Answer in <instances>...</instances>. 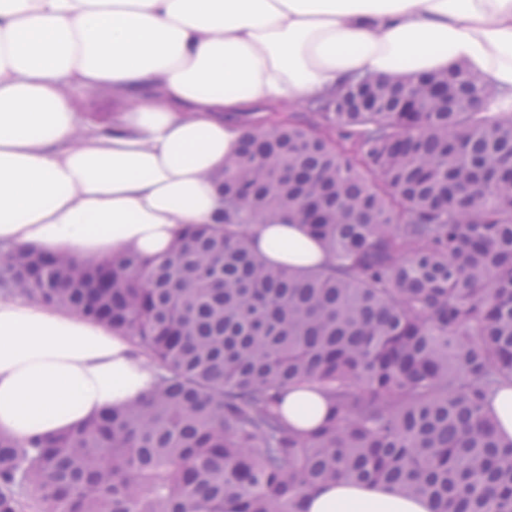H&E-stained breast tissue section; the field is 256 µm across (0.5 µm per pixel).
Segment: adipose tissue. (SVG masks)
<instances>
[{
  "label": "adipose tissue",
  "instance_id": "1",
  "mask_svg": "<svg viewBox=\"0 0 512 512\" xmlns=\"http://www.w3.org/2000/svg\"><path fill=\"white\" fill-rule=\"evenodd\" d=\"M463 69L512 107V0H0V254L93 264L163 256L221 208L211 180L243 134L236 117L302 104L351 81ZM110 87V132L83 122L77 89ZM266 262H326L298 224H256ZM155 373L129 337L0 297V433L69 432L139 401ZM313 431L330 414L309 386L282 403ZM305 512H433L424 498L339 481Z\"/></svg>",
  "mask_w": 512,
  "mask_h": 512
}]
</instances>
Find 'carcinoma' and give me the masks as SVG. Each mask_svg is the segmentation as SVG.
Masks as SVG:
<instances>
[{"instance_id": "obj_1", "label": "carcinoma", "mask_w": 512, "mask_h": 512, "mask_svg": "<svg viewBox=\"0 0 512 512\" xmlns=\"http://www.w3.org/2000/svg\"><path fill=\"white\" fill-rule=\"evenodd\" d=\"M462 70L358 79L307 120L246 124L216 175L221 218L156 258L89 267L16 250L0 296L130 337L157 371L142 402L74 432L0 434V512H300L318 486L383 484L434 512H512V439L488 398L512 383V112ZM299 222L328 256L252 251ZM318 386L316 431L282 414ZM251 246L268 263L311 267L326 262L320 246L307 237L301 224H254Z\"/></svg>"}]
</instances>
